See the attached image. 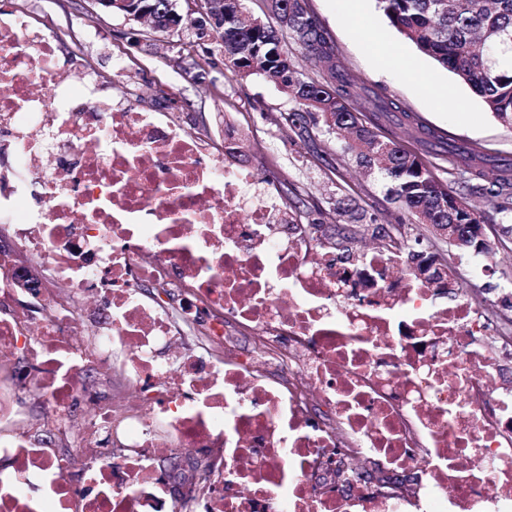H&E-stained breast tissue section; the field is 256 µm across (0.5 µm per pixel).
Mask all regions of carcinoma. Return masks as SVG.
Listing matches in <instances>:
<instances>
[{
    "instance_id": "carcinoma-1",
    "label": "carcinoma",
    "mask_w": 512,
    "mask_h": 512,
    "mask_svg": "<svg viewBox=\"0 0 512 512\" xmlns=\"http://www.w3.org/2000/svg\"><path fill=\"white\" fill-rule=\"evenodd\" d=\"M275 24H256L243 17L244 3L224 4V32L217 37L224 56L238 71L264 77L279 86L302 106L289 115L292 125L302 130L303 114L320 116L328 129L351 116L344 105L348 98L362 97V88L347 73L331 67L326 55L333 52L324 31L307 14L298 0H268ZM377 7L400 35L422 54L453 72L471 86L487 111L512 125V0H376ZM292 31L315 59L329 68L316 80L297 70L281 47L283 28ZM376 134L358 128L348 144L357 162L371 174L387 180L388 195L407 219L417 224H479L480 215L457 205L447 187L441 185L419 155L398 140L385 138L387 165L376 154L381 147ZM456 151L466 165L461 172L463 196L501 199L503 210L512 206V167L498 169L489 184H474L467 169L474 167L475 154L460 147Z\"/></svg>"
}]
</instances>
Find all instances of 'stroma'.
Returning a JSON list of instances; mask_svg holds the SVG:
<instances>
[{
  "label": "stroma",
  "instance_id": "35a3bbf8",
  "mask_svg": "<svg viewBox=\"0 0 512 512\" xmlns=\"http://www.w3.org/2000/svg\"><path fill=\"white\" fill-rule=\"evenodd\" d=\"M16 9L27 11L32 24L56 29L60 60H83L112 78L131 107L173 113L185 129L219 143L225 130H233L241 164L256 182H276L282 209L303 199V223H337L339 201L353 199L366 215L363 232L341 242L339 254L367 255L376 248L374 227L398 224L399 208L387 198L382 179L361 172L343 138L327 133L320 121L310 122L308 136L299 137L288 120L295 101L263 77L235 71L214 31L153 34L89 2L0 0L1 13ZM307 9L327 32L337 60L369 94L409 112L446 141L472 144L495 163L512 164V128L488 112L470 86L404 40L375 0H360L354 13L336 0H307ZM358 12L367 17L363 35L354 28ZM375 40L393 46L400 64H387L373 51ZM118 58L125 62L119 74L113 69ZM427 80L448 85L452 99L431 97L423 86ZM467 202L495 241L493 254L461 252L448 243L442 249L467 293L499 298L497 320H512V211L485 197Z\"/></svg>",
  "mask_w": 512,
  "mask_h": 512
}]
</instances>
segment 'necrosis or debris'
Listing matches in <instances>:
<instances>
[{"label":"necrosis or debris","instance_id":"4bbe7bcc","mask_svg":"<svg viewBox=\"0 0 512 512\" xmlns=\"http://www.w3.org/2000/svg\"><path fill=\"white\" fill-rule=\"evenodd\" d=\"M55 42L0 16V512H512V345L489 315L392 278L398 253L316 250L271 215L273 182L249 195L169 113L90 72L71 89ZM19 253L51 267L31 306ZM27 393L81 471L23 432ZM179 452L208 463L182 498Z\"/></svg>","mask_w":512,"mask_h":512}]
</instances>
